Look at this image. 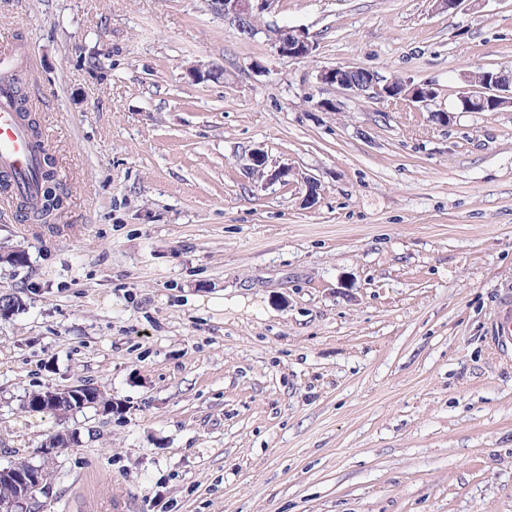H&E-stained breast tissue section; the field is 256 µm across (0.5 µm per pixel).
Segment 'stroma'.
Here are the masks:
<instances>
[{
  "instance_id": "stroma-1",
  "label": "stroma",
  "mask_w": 512,
  "mask_h": 512,
  "mask_svg": "<svg viewBox=\"0 0 512 512\" xmlns=\"http://www.w3.org/2000/svg\"><path fill=\"white\" fill-rule=\"evenodd\" d=\"M265 20L311 55L209 0H0L68 192L45 224L0 209V466L46 465L41 512H512V108L451 109L462 73L512 70V0ZM332 66L436 96L351 98ZM80 384L118 411L24 407ZM218 10L224 17V22L235 26L241 31L239 25L242 19L252 14H261L271 11L275 0H218ZM258 16L244 19L241 24L242 34L255 36L265 28H259ZM269 28L277 32L265 29L266 39L275 47L281 56L291 60L303 59L309 56L313 50V44L308 34L300 28L290 26L269 25ZM267 27V28H268ZM341 69L342 67L340 66L323 68L319 71L317 75V80L319 81V83L323 85L331 87L336 86L338 89L346 92L347 94L353 97L360 96L363 94V92L356 88L355 86L341 83V80L358 85H367L373 80L374 73H377L376 71L362 68L346 69L343 67L344 70L342 72ZM494 338L502 348H512V292H505L500 298Z\"/></svg>"
}]
</instances>
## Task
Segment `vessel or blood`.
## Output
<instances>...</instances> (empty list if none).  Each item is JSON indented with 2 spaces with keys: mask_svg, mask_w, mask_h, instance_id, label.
<instances>
[{
  "mask_svg": "<svg viewBox=\"0 0 512 512\" xmlns=\"http://www.w3.org/2000/svg\"><path fill=\"white\" fill-rule=\"evenodd\" d=\"M18 69L15 56L0 50V172L13 176L14 189L35 197L33 173L46 151L43 141L33 139L13 110L11 80ZM495 339L502 348L512 347V292L504 293L496 314Z\"/></svg>",
  "mask_w": 512,
  "mask_h": 512,
  "instance_id": "vessel-or-blood-1",
  "label": "vessel or blood"
}]
</instances>
